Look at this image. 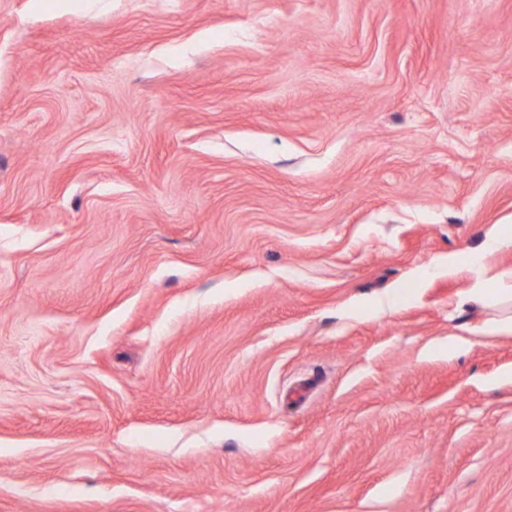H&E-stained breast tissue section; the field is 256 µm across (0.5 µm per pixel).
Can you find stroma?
Listing matches in <instances>:
<instances>
[{"label": "stroma", "instance_id": "1", "mask_svg": "<svg viewBox=\"0 0 512 512\" xmlns=\"http://www.w3.org/2000/svg\"><path fill=\"white\" fill-rule=\"evenodd\" d=\"M509 226L512 0H0V512H512Z\"/></svg>", "mask_w": 512, "mask_h": 512}]
</instances>
